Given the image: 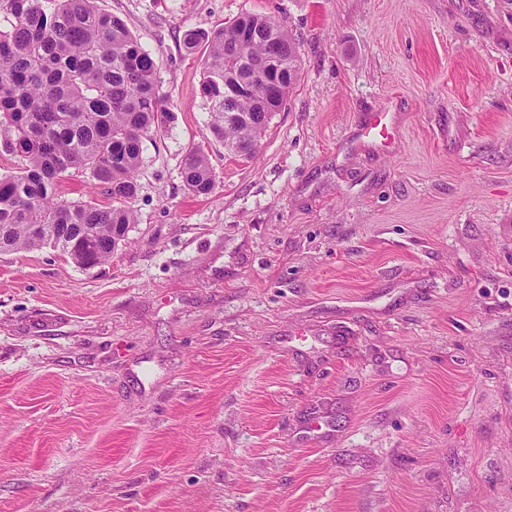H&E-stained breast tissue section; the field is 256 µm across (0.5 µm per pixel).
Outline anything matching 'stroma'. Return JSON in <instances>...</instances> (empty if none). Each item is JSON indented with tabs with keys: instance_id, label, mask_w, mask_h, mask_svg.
<instances>
[{
	"instance_id": "35a3bbf8",
	"label": "stroma",
	"mask_w": 512,
	"mask_h": 512,
	"mask_svg": "<svg viewBox=\"0 0 512 512\" xmlns=\"http://www.w3.org/2000/svg\"><path fill=\"white\" fill-rule=\"evenodd\" d=\"M97 5L172 119L109 261L0 253V512H512V0ZM245 14L300 55L253 159L185 46ZM183 178L189 192L197 196L210 195L215 179L209 160L199 151H191L184 162Z\"/></svg>"
}]
</instances>
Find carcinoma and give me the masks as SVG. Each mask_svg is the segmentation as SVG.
I'll return each mask as SVG.
<instances>
[{"label": "carcinoma", "mask_w": 512, "mask_h": 512, "mask_svg": "<svg viewBox=\"0 0 512 512\" xmlns=\"http://www.w3.org/2000/svg\"><path fill=\"white\" fill-rule=\"evenodd\" d=\"M97 0H0V152L25 166L0 176V252L51 248L89 268L107 261L136 222L132 199L143 141L167 129L156 62L126 23ZM207 44L202 93L210 131L234 155L253 158L273 111L249 91L251 64L277 56L279 103L299 73L296 43L271 16L244 15L186 47ZM71 169L90 172L111 203L68 201L59 193ZM189 192L211 194L207 156L184 162Z\"/></svg>", "instance_id": "obj_1"}]
</instances>
